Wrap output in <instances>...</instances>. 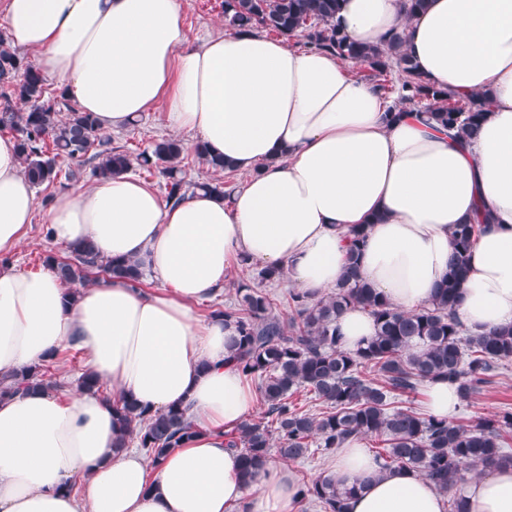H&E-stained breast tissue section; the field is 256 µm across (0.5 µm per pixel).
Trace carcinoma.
Instances as JSON below:
<instances>
[{"label":"carcinoma","mask_w":512,"mask_h":512,"mask_svg":"<svg viewBox=\"0 0 512 512\" xmlns=\"http://www.w3.org/2000/svg\"><path fill=\"white\" fill-rule=\"evenodd\" d=\"M338 8V0H224V22L233 30L301 37L307 49L361 61L370 68L375 89L396 94V107H421L437 123L468 139L478 132L490 94L464 100L427 90L400 34L381 48L364 46L336 29ZM4 130L17 142L23 173L34 187L57 183L66 161L87 168L91 178L125 174L136 162L149 175L164 177L169 202L177 203L197 190L225 199L234 193L224 182H188V149L178 139L158 140L135 155L112 146V136L92 113L72 107L61 93L47 91L41 72L21 54L3 47L0 39V131ZM193 154L215 172L230 170L224 157L210 153L203 143L194 146ZM480 231L478 224L456 225L448 279L436 288L431 303L409 312L394 307L359 277L360 228L353 231L346 272L334 291L317 300L298 290L290 293V317L274 314V300L245 282L237 285L234 302L211 312L210 317H222L224 325L233 328L231 356L242 375L255 382L257 396L267 406L263 416L225 434L227 447L239 453L246 482L254 480L273 448L280 459L294 461L313 446L333 451L351 435L383 444L375 452L382 468L413 470L444 493L480 467L512 465V453L506 451L512 439L511 408L462 424L398 405V398L417 395L434 379L456 385L466 401L492 383L499 367L512 361V326L467 334L455 315L468 253ZM42 263L68 289L88 284L93 273L124 277L138 285L146 277L139 262L105 259L90 241L68 247L64 260L48 253ZM355 306L373 317L375 334L363 346L346 350L336 322ZM64 387L45 377L43 364L0 376L1 399ZM311 401L325 410L311 412ZM112 408L122 430L118 447L134 440L155 462L192 433V424L178 406L152 412L119 398ZM357 490L339 488L323 475L299 482L296 503L311 501L322 512H346V502Z\"/></svg>","instance_id":"1"}]
</instances>
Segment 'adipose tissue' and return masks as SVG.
Masks as SVG:
<instances>
[{
  "label": "adipose tissue",
  "mask_w": 512,
  "mask_h": 512,
  "mask_svg": "<svg viewBox=\"0 0 512 512\" xmlns=\"http://www.w3.org/2000/svg\"><path fill=\"white\" fill-rule=\"evenodd\" d=\"M13 46L103 128L158 110L195 133L242 179L231 200L202 191L173 204L130 175L55 197L47 223L66 246L139 261L164 285L121 278L67 295L51 271L0 269V374L74 344L114 396L150 410L182 406L195 432L152 461L119 447L101 396L40 390L0 403V512H290L293 470L269 460L245 483L224 433L256 410L231 358L232 328L201 321L198 302L224 288L240 258L287 270L318 299L343 275L352 228L365 229L359 271L394 306L430 303L448 275L452 233L490 222L467 261L456 308L473 333L512 325V0H340L336 27L365 46L405 32L424 82L458 96L490 91L474 140L417 110H391L347 62L284 37L219 32L186 47L181 0H0ZM36 201L15 142L0 137V253L16 248ZM455 385L427 382L428 415L454 419ZM347 512H445L433 483L382 469L360 437L330 459ZM81 482V495L68 490ZM466 512H512V466L482 469Z\"/></svg>",
  "instance_id": "ef3b65f1"
}]
</instances>
